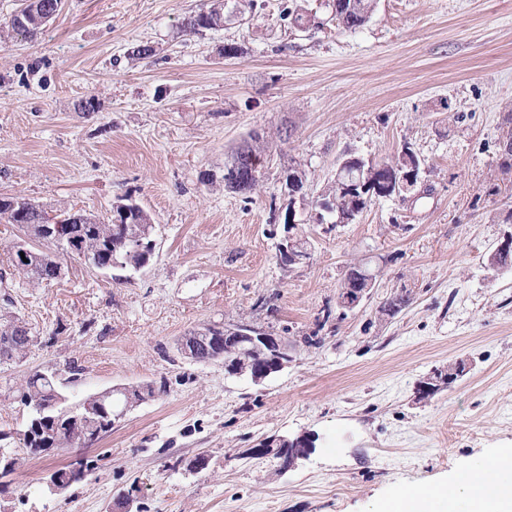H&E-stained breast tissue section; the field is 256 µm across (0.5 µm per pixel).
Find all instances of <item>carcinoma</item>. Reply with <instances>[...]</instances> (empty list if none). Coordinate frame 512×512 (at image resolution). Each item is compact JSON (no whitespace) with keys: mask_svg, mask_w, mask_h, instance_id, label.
Here are the masks:
<instances>
[{"mask_svg":"<svg viewBox=\"0 0 512 512\" xmlns=\"http://www.w3.org/2000/svg\"><path fill=\"white\" fill-rule=\"evenodd\" d=\"M55 0H41L40 7L22 14V19H13L0 27V39L12 34L34 37L46 26V12L52 9ZM375 0H333L332 13L339 27L354 32L362 27L374 11ZM224 25V0H210V5L191 16L184 24L185 30L197 34ZM267 146L254 140L231 155L224 164V188L243 195L253 193L259 185L262 171L248 181H243L250 168V160H259L266 155ZM331 207L333 213L359 214L370 200L364 195L352 196L349 192H334ZM44 209L41 206L21 200L19 197L0 198V218L8 224H16L23 231L26 241L15 242L10 247L11 266L15 275L32 287L60 278V243L55 233L47 231L43 221ZM154 227L143 209L133 203L128 204V212H115L110 219L101 220L97 216L83 212L73 223L64 229L65 243L85 263L97 268L112 267L116 264L137 271L149 261L153 243ZM26 248L29 259L15 261L18 249ZM26 323L18 316L10 315L0 323V365H9L27 355L34 342L23 339ZM222 323L205 324L180 338L177 349H196L195 362L239 361L245 374L252 373V365L265 356L261 347L245 344L235 338H224ZM58 394L55 373L35 372L14 390V399L26 413L25 429L19 433V443L30 455L50 453L59 448H88L99 436L112 433V414L116 409H125L137 401L155 395L153 385L132 389L121 398L109 393L88 403L89 409L74 419L62 414V407L54 405ZM10 466L0 468V480L19 470L25 459L18 457L15 448L4 447Z\"/></svg>","mask_w":512,"mask_h":512,"instance_id":"cac0c4a2","label":"carcinoma"}]
</instances>
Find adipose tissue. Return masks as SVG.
Returning a JSON list of instances; mask_svg holds the SVG:
<instances>
[{
    "label": "adipose tissue",
    "mask_w": 512,
    "mask_h": 512,
    "mask_svg": "<svg viewBox=\"0 0 512 512\" xmlns=\"http://www.w3.org/2000/svg\"><path fill=\"white\" fill-rule=\"evenodd\" d=\"M437 503L447 504L448 512H512V448L457 474L448 484L396 495L382 512H430Z\"/></svg>",
    "instance_id": "obj_1"
}]
</instances>
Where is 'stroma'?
I'll use <instances>...</instances> for the list:
<instances>
[{
    "mask_svg": "<svg viewBox=\"0 0 512 512\" xmlns=\"http://www.w3.org/2000/svg\"><path fill=\"white\" fill-rule=\"evenodd\" d=\"M206 2L64 0L42 34L0 40V197L102 218L125 198L155 226L141 270L67 258L62 278L33 288L11 275L18 229L0 221V315L17 313L37 339L0 366V431L22 428L12 388L38 370H57L68 396L166 387L87 448L96 468L67 493L50 494L45 476L72 451L27 460L0 486V512H112L132 488L141 512H380L512 448V270L487 267L512 231L500 160L512 0H377L353 32L331 0H254L223 27L185 32ZM145 44L154 54L133 59ZM255 134L268 142L256 191L225 190V160ZM406 147L423 161L411 198L317 222L343 158L380 164ZM291 165L305 176L293 204L281 190ZM290 234L312 258L287 269L277 253ZM353 265L375 286L345 313ZM401 292L409 305L382 313ZM243 319L292 350L262 383L175 350L202 323ZM313 334L321 344L306 346ZM456 361L461 378L416 400L420 380ZM305 431L319 441L294 470L241 456ZM201 452L208 467L189 470Z\"/></svg>",
    "mask_w": 512,
    "mask_h": 512,
    "instance_id": "1",
    "label": "stroma"
}]
</instances>
